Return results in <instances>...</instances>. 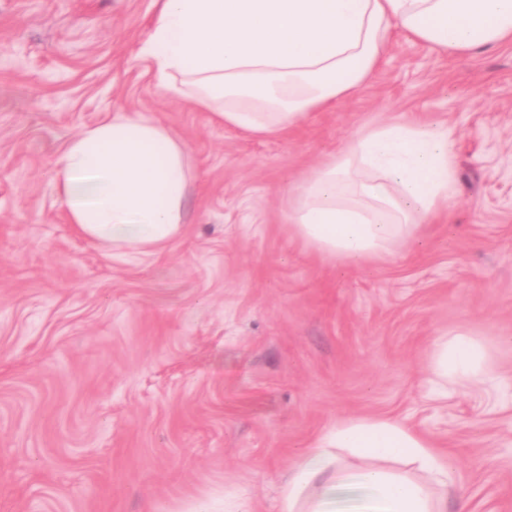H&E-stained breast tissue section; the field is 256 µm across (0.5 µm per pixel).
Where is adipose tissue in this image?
<instances>
[{
    "instance_id": "ef3b65f1",
    "label": "adipose tissue",
    "mask_w": 512,
    "mask_h": 512,
    "mask_svg": "<svg viewBox=\"0 0 512 512\" xmlns=\"http://www.w3.org/2000/svg\"><path fill=\"white\" fill-rule=\"evenodd\" d=\"M466 55L512 40V0H159L142 53L160 87L214 121L279 136L358 92L395 34ZM187 149L141 112L87 125L57 161V192L73 230L112 248L151 252L178 237ZM457 191L444 131L389 123L359 132L302 184L294 235L341 264L383 262ZM428 367L480 384L486 355L464 334L439 343ZM367 459L347 470L342 453ZM424 480H417V473ZM437 441L390 418L336 424L289 471L281 512H448L463 498Z\"/></svg>"
}]
</instances>
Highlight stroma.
<instances>
[{
	"label": "stroma",
	"instance_id": "35a3bbf8",
	"mask_svg": "<svg viewBox=\"0 0 512 512\" xmlns=\"http://www.w3.org/2000/svg\"><path fill=\"white\" fill-rule=\"evenodd\" d=\"M156 0H0V512H279L282 475L349 417L433 435L469 512H512V42L469 56L396 36L371 80L280 137L157 86ZM146 112L186 142L183 235L142 254L75 235L56 165ZM444 129L449 217L382 263L288 227L299 180L361 128ZM464 332L488 386L426 372Z\"/></svg>",
	"mask_w": 512,
	"mask_h": 512
}]
</instances>
